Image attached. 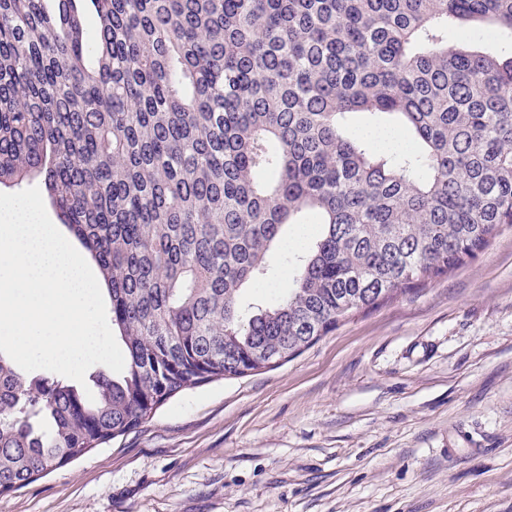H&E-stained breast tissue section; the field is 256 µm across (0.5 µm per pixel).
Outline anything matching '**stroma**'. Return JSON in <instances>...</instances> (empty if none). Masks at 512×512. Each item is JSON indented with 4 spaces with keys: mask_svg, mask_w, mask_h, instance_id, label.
<instances>
[{
    "mask_svg": "<svg viewBox=\"0 0 512 512\" xmlns=\"http://www.w3.org/2000/svg\"><path fill=\"white\" fill-rule=\"evenodd\" d=\"M0 512H512V226L288 362L177 394Z\"/></svg>",
    "mask_w": 512,
    "mask_h": 512,
    "instance_id": "1",
    "label": "stroma"
}]
</instances>
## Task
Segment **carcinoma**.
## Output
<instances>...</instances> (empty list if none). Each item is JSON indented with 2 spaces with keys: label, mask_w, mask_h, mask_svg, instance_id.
<instances>
[{
  "label": "carcinoma",
  "mask_w": 512,
  "mask_h": 512,
  "mask_svg": "<svg viewBox=\"0 0 512 512\" xmlns=\"http://www.w3.org/2000/svg\"><path fill=\"white\" fill-rule=\"evenodd\" d=\"M504 34L512 0H0V185L43 176L126 351L92 401L0 355V488L203 378L295 355L512 225V53L482 49ZM359 115L410 149L347 133ZM311 215L291 287L242 307Z\"/></svg>",
  "instance_id": "1"
}]
</instances>
